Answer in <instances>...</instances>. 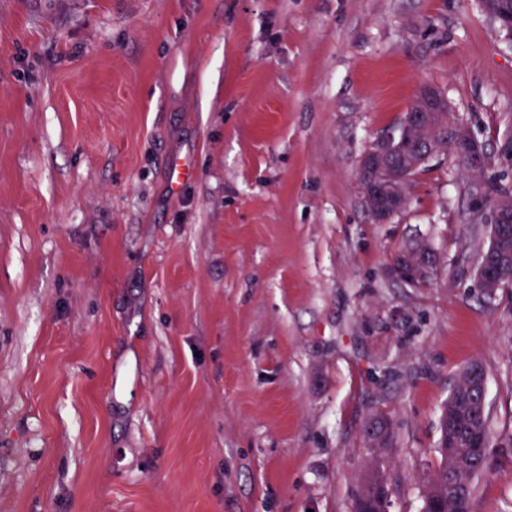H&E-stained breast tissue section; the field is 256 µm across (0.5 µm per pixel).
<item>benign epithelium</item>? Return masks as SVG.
Masks as SVG:
<instances>
[{"instance_id": "obj_1", "label": "benign epithelium", "mask_w": 512, "mask_h": 512, "mask_svg": "<svg viewBox=\"0 0 512 512\" xmlns=\"http://www.w3.org/2000/svg\"><path fill=\"white\" fill-rule=\"evenodd\" d=\"M402 128L407 139L401 140L397 135L382 137L358 161L357 189L369 216L377 224L388 222L410 203V185L395 175L396 164L419 168L448 149L464 158L468 171L474 175L485 164L484 146L464 123L448 119V99L436 87L424 84L419 88L403 116ZM474 199L483 223L490 225V242L481 257L476 278L483 294L493 297L502 287L501 268L512 263V239L506 228L512 224V197H502L492 208L483 187L478 186ZM438 266L435 252L426 243L416 241L402 248L392 273L405 282L424 285L435 278ZM367 492L376 499L377 512H391V491L384 480L372 481Z\"/></svg>"}]
</instances>
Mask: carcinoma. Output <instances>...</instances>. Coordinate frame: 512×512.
Segmentation results:
<instances>
[{"label": "carcinoma", "instance_id": "carcinoma-1", "mask_svg": "<svg viewBox=\"0 0 512 512\" xmlns=\"http://www.w3.org/2000/svg\"><path fill=\"white\" fill-rule=\"evenodd\" d=\"M440 416L446 427L440 429L438 465L424 488L422 512H470L474 481L488 471L487 457L473 448L475 440L492 442L488 414L452 392Z\"/></svg>", "mask_w": 512, "mask_h": 512}]
</instances>
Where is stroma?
I'll return each mask as SVG.
<instances>
[{
	"label": "stroma",
	"instance_id": "35a3bbf8",
	"mask_svg": "<svg viewBox=\"0 0 512 512\" xmlns=\"http://www.w3.org/2000/svg\"><path fill=\"white\" fill-rule=\"evenodd\" d=\"M425 83L485 168L440 155L373 223L359 158ZM477 183L512 193V35L482 0H0V512H351L377 466L420 512L473 361L471 512H512ZM412 239L429 284L392 274Z\"/></svg>",
	"mask_w": 512,
	"mask_h": 512
}]
</instances>
